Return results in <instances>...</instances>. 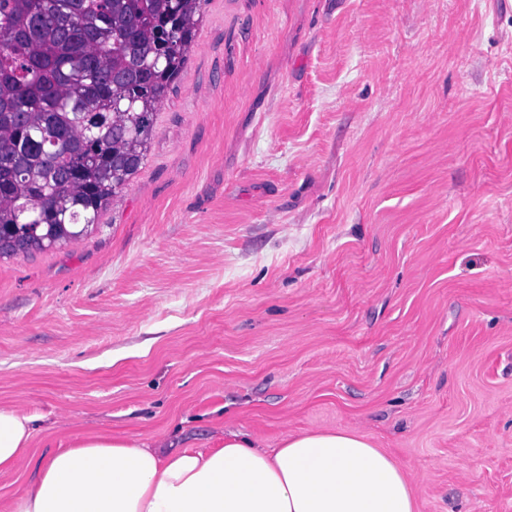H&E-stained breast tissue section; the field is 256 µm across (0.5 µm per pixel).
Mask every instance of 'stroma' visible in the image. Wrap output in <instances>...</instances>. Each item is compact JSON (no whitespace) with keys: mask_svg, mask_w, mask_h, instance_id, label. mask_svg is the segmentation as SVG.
<instances>
[{"mask_svg":"<svg viewBox=\"0 0 512 512\" xmlns=\"http://www.w3.org/2000/svg\"><path fill=\"white\" fill-rule=\"evenodd\" d=\"M19 492L93 429L354 430L419 512H512V0H205L88 234L0 259Z\"/></svg>","mask_w":512,"mask_h":512,"instance_id":"obj_1","label":"stroma"}]
</instances>
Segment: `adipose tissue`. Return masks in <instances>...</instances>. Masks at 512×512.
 <instances>
[{"label": "adipose tissue", "mask_w": 512, "mask_h": 512, "mask_svg": "<svg viewBox=\"0 0 512 512\" xmlns=\"http://www.w3.org/2000/svg\"><path fill=\"white\" fill-rule=\"evenodd\" d=\"M33 414L0 407V474L29 457ZM404 467L355 431L289 434L264 447L229 432L165 451L125 433L60 441L0 512H417Z\"/></svg>", "instance_id": "adipose-tissue-1"}]
</instances>
